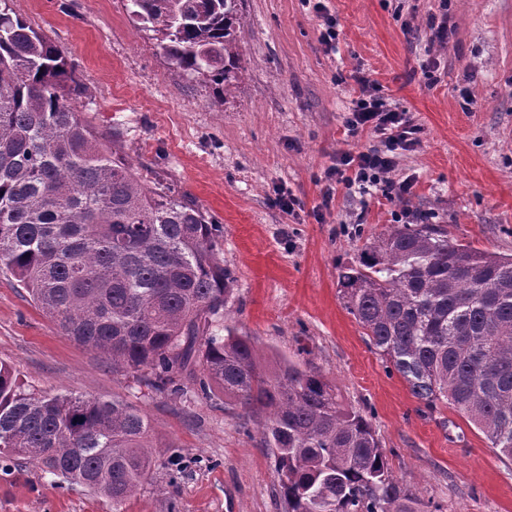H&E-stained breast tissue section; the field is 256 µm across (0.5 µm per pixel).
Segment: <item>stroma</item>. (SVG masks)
<instances>
[{"instance_id": "35a3bbf8", "label": "stroma", "mask_w": 512, "mask_h": 512, "mask_svg": "<svg viewBox=\"0 0 512 512\" xmlns=\"http://www.w3.org/2000/svg\"><path fill=\"white\" fill-rule=\"evenodd\" d=\"M339 40L300 0H241L240 78L224 101L136 29L125 0H14L65 53L85 89L77 104L148 180L161 179L224 227L237 282L224 325L261 354L320 371L371 421L393 476L418 512H512V461L460 412L430 410L347 312L341 267L405 206L459 243L512 254V0H322ZM447 17L435 40L430 17ZM436 69L427 85L425 66ZM365 77L421 129L394 179L404 203L323 175L341 153L380 147L345 121ZM288 193L293 210L277 198ZM0 361L40 394L119 398L145 411L160 446L182 455L122 512H283L262 418L223 401L172 397L112 371L62 336L0 271ZM0 512H113L109 498L38 466L0 465Z\"/></svg>"}]
</instances>
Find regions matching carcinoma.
I'll return each instance as SVG.
<instances>
[{
    "instance_id": "obj_1",
    "label": "carcinoma",
    "mask_w": 512,
    "mask_h": 512,
    "mask_svg": "<svg viewBox=\"0 0 512 512\" xmlns=\"http://www.w3.org/2000/svg\"><path fill=\"white\" fill-rule=\"evenodd\" d=\"M0 0V269L60 333L156 391L267 411L285 512H415L367 416L286 359L264 366L220 326L236 282L220 226L142 180L75 105L64 52ZM168 61L215 85L238 79L237 0H126ZM349 314L431 410L451 406L512 460V255L464 245L438 224H392L343 267ZM143 410L38 395L0 362V457L112 500L152 479Z\"/></svg>"
}]
</instances>
